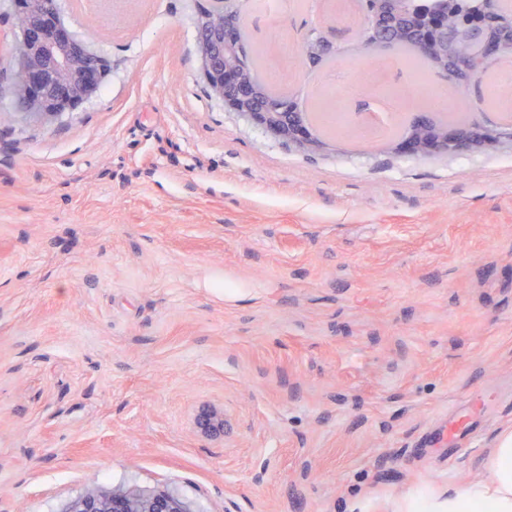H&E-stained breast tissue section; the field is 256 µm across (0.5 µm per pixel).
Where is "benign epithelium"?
Instances as JSON below:
<instances>
[{
  "label": "benign epithelium",
  "instance_id": "benign-epithelium-1",
  "mask_svg": "<svg viewBox=\"0 0 512 512\" xmlns=\"http://www.w3.org/2000/svg\"><path fill=\"white\" fill-rule=\"evenodd\" d=\"M484 16L475 17L458 28H448L444 13L433 10L426 16L423 33L412 39L410 47L422 57L435 59L437 47L445 50L443 64L448 80L481 82L486 73H474L470 60L512 59V31L504 37L492 32L493 17L500 0H484ZM13 22L20 32L12 46L15 63V115L41 124H51L67 112H74L90 102L110 72L107 55L94 49L67 24L60 0H41L33 9L29 0H14ZM398 6V0H366L358 7L354 23L362 33L361 43L374 52L394 51L402 47L400 40H371L381 15ZM196 53L200 69L212 96L224 107L261 128L267 135L288 143L301 153H323L336 145L314 131L306 113L286 100L290 119L284 126L251 105L238 93L241 73L255 80L261 74L253 63L242 64L243 50L249 44L246 14L238 11L236 0H207L195 19ZM312 50L309 42L301 47L302 56L311 66L338 55L334 43L325 36L316 37ZM489 147L512 149V124L494 128L479 126L448 128L436 123L419 128L407 137L388 141L381 149L400 155L424 157L456 154ZM205 435L224 433V419L215 411L198 419ZM63 512H194L191 504L167 487L145 490L134 484L115 485L89 491L72 500Z\"/></svg>",
  "mask_w": 512,
  "mask_h": 512
}]
</instances>
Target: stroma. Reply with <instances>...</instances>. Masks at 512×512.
Returning <instances> with one entry per match:
<instances>
[{"label":"stroma","mask_w":512,"mask_h":512,"mask_svg":"<svg viewBox=\"0 0 512 512\" xmlns=\"http://www.w3.org/2000/svg\"><path fill=\"white\" fill-rule=\"evenodd\" d=\"M194 9L69 10L112 71L39 125L13 115L0 0V512L124 483L196 512H401L479 480L512 437V151L296 152L210 98ZM333 9L248 13L251 41L348 48ZM367 63L297 55L289 85L359 103ZM452 421L469 454L420 447ZM313 42L317 45L316 50H311L309 42L305 41L301 47L302 56L311 66H316L323 61L334 58L338 55L334 43L326 36L320 34V37L313 38Z\"/></svg>","instance_id":"obj_1"}]
</instances>
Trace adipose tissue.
<instances>
[{
    "instance_id": "1",
    "label": "adipose tissue",
    "mask_w": 512,
    "mask_h": 512,
    "mask_svg": "<svg viewBox=\"0 0 512 512\" xmlns=\"http://www.w3.org/2000/svg\"><path fill=\"white\" fill-rule=\"evenodd\" d=\"M486 477L474 484H449L444 495L423 488L407 500L403 512H512V438L486 456Z\"/></svg>"
}]
</instances>
